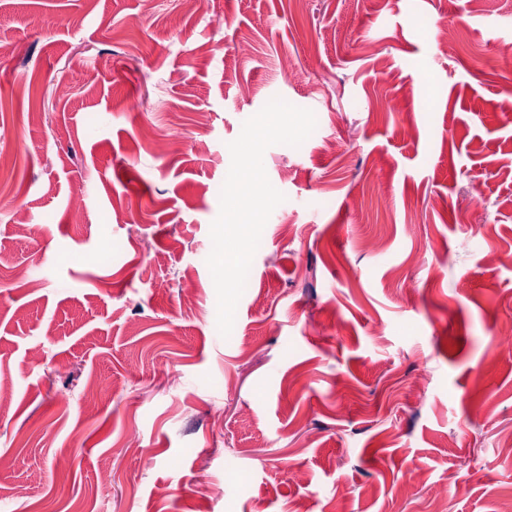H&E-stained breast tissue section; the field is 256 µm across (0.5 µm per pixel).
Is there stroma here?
I'll return each mask as SVG.
<instances>
[{
    "label": "stroma",
    "instance_id": "1",
    "mask_svg": "<svg viewBox=\"0 0 512 512\" xmlns=\"http://www.w3.org/2000/svg\"><path fill=\"white\" fill-rule=\"evenodd\" d=\"M509 42L512 0H0V512H512ZM276 96L316 128L264 153L225 338L210 228Z\"/></svg>",
    "mask_w": 512,
    "mask_h": 512
}]
</instances>
